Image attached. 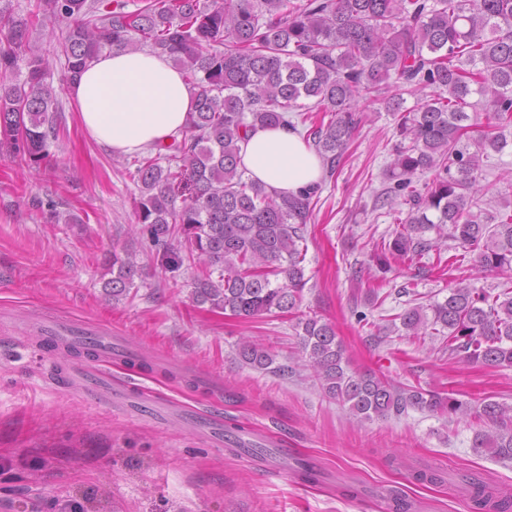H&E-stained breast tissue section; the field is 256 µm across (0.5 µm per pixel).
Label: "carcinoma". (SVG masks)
<instances>
[{"label": "carcinoma", "instance_id": "carcinoma-1", "mask_svg": "<svg viewBox=\"0 0 512 512\" xmlns=\"http://www.w3.org/2000/svg\"><path fill=\"white\" fill-rule=\"evenodd\" d=\"M132 11L103 0H37L27 17L0 12V146L38 165L56 138L57 95L47 59L30 48L29 31L50 21L65 81L73 82L106 49L149 47L167 55L195 91L183 136L133 161L140 197L135 231L158 247L169 273L200 272L191 294L214 315L241 319L297 310L308 283L307 224L312 200L362 122L359 103L393 114L396 140L387 187L373 207L409 205L402 230L383 242L377 262L419 261L455 242L482 270L512 271V213L479 206L484 157L508 146L512 128V0H141ZM25 76H20V66ZM417 104L406 107V96ZM485 116H480L477 107ZM290 112H320L307 130L324 179L281 197L245 177L239 142L257 126L297 124ZM433 179L419 189L420 175ZM105 296L130 295L141 266L127 247L112 250ZM448 356L512 367V287L493 293L465 280L442 301L415 304L391 326L424 336L431 326ZM302 369L358 422L410 410L474 416L497 425L476 433L472 448L512 461V407L472 403L401 386L351 366L335 326L317 316L296 324ZM238 360L255 370L285 367L261 344L240 339ZM458 490L477 512H512V493L476 478Z\"/></svg>", "mask_w": 512, "mask_h": 512}]
</instances>
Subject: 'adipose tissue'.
<instances>
[{
    "label": "adipose tissue",
    "instance_id": "1",
    "mask_svg": "<svg viewBox=\"0 0 512 512\" xmlns=\"http://www.w3.org/2000/svg\"><path fill=\"white\" fill-rule=\"evenodd\" d=\"M69 93L84 132L121 155L170 143L185 131L193 90L163 54L115 50L91 61ZM247 176L269 191L295 194L321 176L318 156L296 132L258 127L240 143Z\"/></svg>",
    "mask_w": 512,
    "mask_h": 512
}]
</instances>
